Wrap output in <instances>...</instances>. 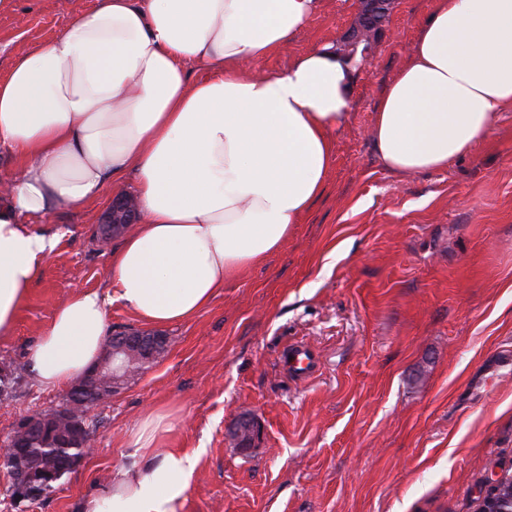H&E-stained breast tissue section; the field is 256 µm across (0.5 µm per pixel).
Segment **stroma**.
<instances>
[{"label":"stroma","instance_id":"obj_1","mask_svg":"<svg viewBox=\"0 0 512 512\" xmlns=\"http://www.w3.org/2000/svg\"><path fill=\"white\" fill-rule=\"evenodd\" d=\"M95 3L16 0L0 13V77ZM433 4L394 0L372 35L324 192L285 245L163 328L165 357L98 408L91 454L52 492L14 498L0 469V512H79L132 463L131 434L157 409L171 414L167 447L199 454L178 512H475L488 461L512 465V107L483 146L430 173L390 171L371 138ZM360 8L323 0L259 70L340 45ZM117 195L134 197L133 181L32 222L58 245L0 337V375H13L0 442L67 393L26 364L61 301L109 291L122 239L97 231ZM295 344L311 360L302 374L285 361ZM245 413L260 426L247 451L229 435Z\"/></svg>","mask_w":512,"mask_h":512}]
</instances>
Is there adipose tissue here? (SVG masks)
<instances>
[{"mask_svg":"<svg viewBox=\"0 0 512 512\" xmlns=\"http://www.w3.org/2000/svg\"><path fill=\"white\" fill-rule=\"evenodd\" d=\"M320 0H97L0 79V147L29 169L0 192V336L10 335L58 241L26 216L77 207L124 176L140 224L112 254V292H74L29 356L44 387L83 374L119 302L153 326L187 321L279 251L325 187L354 67L330 46L286 71L249 65L303 31ZM205 76L190 81L188 65ZM512 106V0H435L372 128L395 173L446 168ZM169 416L132 438L139 462L82 512H177L197 456L164 450Z\"/></svg>","mask_w":512,"mask_h":512,"instance_id":"1","label":"adipose tissue"}]
</instances>
